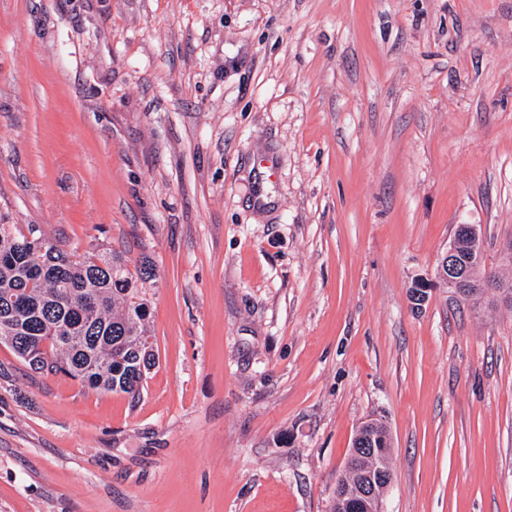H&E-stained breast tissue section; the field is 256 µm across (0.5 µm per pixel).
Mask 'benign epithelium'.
<instances>
[{
	"instance_id": "benign-epithelium-1",
	"label": "benign epithelium",
	"mask_w": 512,
	"mask_h": 512,
	"mask_svg": "<svg viewBox=\"0 0 512 512\" xmlns=\"http://www.w3.org/2000/svg\"><path fill=\"white\" fill-rule=\"evenodd\" d=\"M440 281L448 286L460 299L471 300L479 289L489 288L484 280H475L471 275V261L462 258L452 244L438 267ZM387 450L370 448L361 433L357 434L345 473H350L360 458L367 456L376 461L373 467L358 472L356 486H341L336 489L333 512H382V500L385 489L390 485L385 468Z\"/></svg>"
}]
</instances>
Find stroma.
<instances>
[{"label":"stroma","mask_w":512,"mask_h":512,"mask_svg":"<svg viewBox=\"0 0 512 512\" xmlns=\"http://www.w3.org/2000/svg\"><path fill=\"white\" fill-rule=\"evenodd\" d=\"M0 222L145 273L138 398L0 343V512H512V0H0ZM433 280L427 302L409 293ZM477 230L472 224H459L456 225L454 233V241L449 246L448 252L441 259L438 267V276L440 281L448 286L453 293L460 299L472 300L475 292L479 289L492 288L488 282L484 280H474L471 275V263L474 258L467 260L462 258L456 249V241L459 238L476 237ZM458 248L464 255H472L475 251V261L473 271L474 274L482 277V257L480 244L477 240H462L458 242ZM369 434L372 436L376 448H368L365 436L358 431L344 474L353 471L356 461L364 456L369 455V458L374 460V466L358 471L357 483L353 489L348 486L336 488L333 502L334 512H382V500L388 490L385 491V489L391 483L385 475L387 473L385 468L386 448H392V446L390 437L382 425L373 424Z\"/></svg>","instance_id":"obj_1"}]
</instances>
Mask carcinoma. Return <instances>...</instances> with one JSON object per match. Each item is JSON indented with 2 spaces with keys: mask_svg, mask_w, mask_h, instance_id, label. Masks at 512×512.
Returning <instances> with one entry per match:
<instances>
[{
  "mask_svg": "<svg viewBox=\"0 0 512 512\" xmlns=\"http://www.w3.org/2000/svg\"><path fill=\"white\" fill-rule=\"evenodd\" d=\"M458 248L482 276L477 240ZM148 311L118 256L66 250L35 224H0V339L30 370L135 398L156 364Z\"/></svg>",
  "mask_w": 512,
  "mask_h": 512,
  "instance_id": "obj_1",
  "label": "carcinoma"
}]
</instances>
